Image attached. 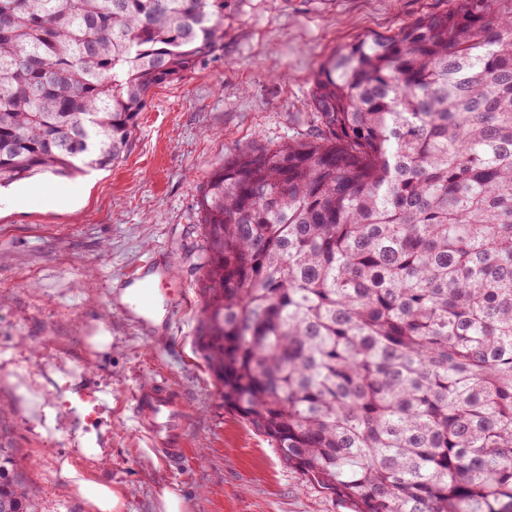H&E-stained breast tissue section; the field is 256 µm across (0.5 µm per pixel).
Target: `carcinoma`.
<instances>
[{
	"mask_svg": "<svg viewBox=\"0 0 512 512\" xmlns=\"http://www.w3.org/2000/svg\"><path fill=\"white\" fill-rule=\"evenodd\" d=\"M228 3L0 0V188L122 159ZM313 102L201 190L224 405L351 512H512V0L354 40ZM0 512H37L1 430Z\"/></svg>",
	"mask_w": 512,
	"mask_h": 512,
	"instance_id": "cac0c4a2",
	"label": "carcinoma"
}]
</instances>
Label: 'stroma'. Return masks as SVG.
<instances>
[{"label": "stroma", "mask_w": 512, "mask_h": 512, "mask_svg": "<svg viewBox=\"0 0 512 512\" xmlns=\"http://www.w3.org/2000/svg\"><path fill=\"white\" fill-rule=\"evenodd\" d=\"M453 0H235L224 48L155 88L128 153L68 180L0 192V428L21 448L38 512H87L63 460L126 490L125 512H157L159 485L187 512H349L309 483L270 439L225 408L196 348L204 305L201 187L254 142L308 132L320 65L357 38L389 36ZM164 272L161 327L121 304L144 261ZM110 337L97 348L94 337ZM164 381L186 405V457H157L131 416ZM37 391L41 409L28 407ZM101 457L78 454L79 444Z\"/></svg>", "instance_id": "35a3bbf8"}]
</instances>
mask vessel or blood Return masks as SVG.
<instances>
[{"label": "vessel or blood", "instance_id": "1", "mask_svg": "<svg viewBox=\"0 0 512 512\" xmlns=\"http://www.w3.org/2000/svg\"><path fill=\"white\" fill-rule=\"evenodd\" d=\"M139 428L147 431L154 451L167 461L182 460L186 454V410L183 400L165 383L141 388L133 406Z\"/></svg>", "mask_w": 512, "mask_h": 512}]
</instances>
